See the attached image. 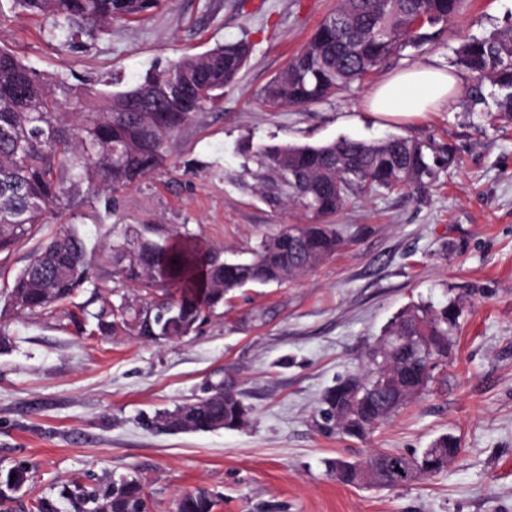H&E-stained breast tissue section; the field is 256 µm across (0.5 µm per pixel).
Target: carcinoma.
Masks as SVG:
<instances>
[{
    "instance_id": "1",
    "label": "carcinoma",
    "mask_w": 512,
    "mask_h": 512,
    "mask_svg": "<svg viewBox=\"0 0 512 512\" xmlns=\"http://www.w3.org/2000/svg\"><path fill=\"white\" fill-rule=\"evenodd\" d=\"M25 11L52 20L59 32L80 22L100 30L153 13L161 0H17ZM465 0H340L309 39L265 86L273 105L319 102L360 83L390 56L425 38L422 29L462 14ZM251 52L243 41L205 53L183 56L148 73L138 85L105 95L100 112H69L66 98L31 72L13 53L0 49V254L48 223L65 208L72 193L126 189L163 166L171 143L191 118L219 101ZM460 64L490 81L498 111L512 117V28L465 41ZM244 171L254 192L272 207L287 206L303 218L265 240L248 261H229L224 249L179 234L164 242L127 236L112 240V258L122 279L160 293L161 301L133 307L126 300L96 314L97 327H131L151 339L190 335L207 310L224 295L249 283L284 284L336 253L342 238L329 218L353 197L381 190L427 188L442 164L432 144L402 136L365 141L341 137L322 145L268 144L242 150ZM86 243L73 228L57 231L13 279L10 307L46 311L71 301L93 283L85 261ZM177 263H172V260ZM459 308L415 303L400 311L386 336H420L422 347L393 352L396 391H373L374 359L384 339L369 351L366 367L327 388L319 416L323 424L355 439L428 391L435 369L448 359ZM345 394L361 400L341 424L326 414ZM186 426L164 412L158 424L171 432L207 431L217 423L245 424L248 414L238 393L227 386L181 406ZM442 436L416 459L439 472L448 462L433 463L434 448H457ZM406 455L383 451L367 461L382 474L388 489L419 480L396 470ZM140 486L119 483L112 495L82 494L87 512H138ZM212 495H184L177 512H213Z\"/></svg>"
}]
</instances>
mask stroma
<instances>
[{"label": "stroma", "mask_w": 512, "mask_h": 512, "mask_svg": "<svg viewBox=\"0 0 512 512\" xmlns=\"http://www.w3.org/2000/svg\"><path fill=\"white\" fill-rule=\"evenodd\" d=\"M339 0H162L151 15L105 31L67 35L50 20L0 0V48L51 87L89 97L139 83L182 55L246 41L247 64L220 107L196 114L176 135L164 168L117 193L80 191L38 233L0 254V512H83L81 492H111L137 480L140 512H176L199 490L214 512H512V117L493 101L474 108L488 80L457 62L468 39L503 29L512 0H467L435 25L433 40L410 44L363 83L301 107H274L262 91ZM422 65L447 68L458 90L407 121L364 107L390 75ZM399 135L453 153L425 192L355 197L336 218L340 249L295 281L253 284L205 312L189 336L152 340L97 330L113 294L134 305L144 291L120 281L115 235L181 233L251 258L263 240L299 223L240 186L238 148L321 145L341 137ZM84 238L96 287L51 312L18 311L7 295L16 272L56 231ZM455 303L461 312L447 365L429 391L364 440L320 426L324 390L362 370L366 355L401 309ZM230 385L248 408L236 429L171 433L158 412ZM443 435L461 445L439 473L396 489L352 487L328 463L369 450L404 454ZM26 468L21 488H4Z\"/></svg>", "instance_id": "1"}]
</instances>
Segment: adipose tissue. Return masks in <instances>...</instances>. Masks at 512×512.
Masks as SVG:
<instances>
[{"mask_svg":"<svg viewBox=\"0 0 512 512\" xmlns=\"http://www.w3.org/2000/svg\"><path fill=\"white\" fill-rule=\"evenodd\" d=\"M456 89L457 79L448 69L415 67L379 84L368 96L365 107L382 117L405 119L438 107Z\"/></svg>","mask_w":512,"mask_h":512,"instance_id":"obj_1","label":"adipose tissue"}]
</instances>
